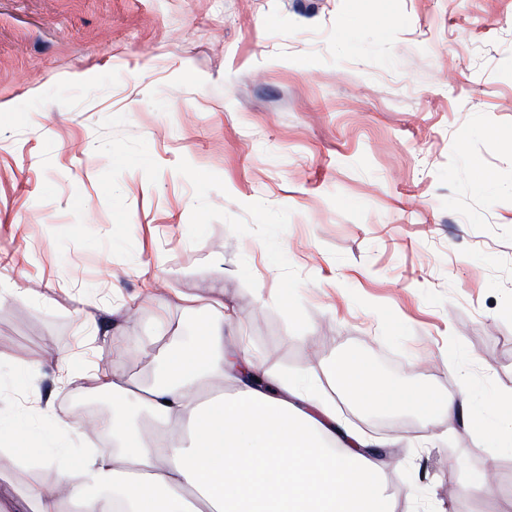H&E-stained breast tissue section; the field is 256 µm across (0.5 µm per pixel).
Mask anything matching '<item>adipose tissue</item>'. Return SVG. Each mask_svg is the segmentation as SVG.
I'll use <instances>...</instances> for the list:
<instances>
[{
    "label": "adipose tissue",
    "instance_id": "ef3b65f1",
    "mask_svg": "<svg viewBox=\"0 0 512 512\" xmlns=\"http://www.w3.org/2000/svg\"><path fill=\"white\" fill-rule=\"evenodd\" d=\"M200 324L191 344L162 349L149 383L95 371L113 405L145 408L153 426L143 437L126 413L107 427L112 444L72 465L67 456L19 454L20 434L0 432V512H394L369 439L337 424L317 387L270 374L276 395L238 378L231 398L220 391L229 372L261 373L242 337L227 338L223 300H185ZM329 373L358 407L445 412L468 423V394L436 399L376 377L352 354L332 357ZM54 472L53 486L18 483L15 468Z\"/></svg>",
    "mask_w": 512,
    "mask_h": 512
}]
</instances>
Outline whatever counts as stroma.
Returning <instances> with one entry per match:
<instances>
[{
  "instance_id": "stroma-1",
  "label": "stroma",
  "mask_w": 512,
  "mask_h": 512,
  "mask_svg": "<svg viewBox=\"0 0 512 512\" xmlns=\"http://www.w3.org/2000/svg\"><path fill=\"white\" fill-rule=\"evenodd\" d=\"M0 100V422L28 451L97 447L93 369L156 377L134 351L191 342L182 296H218L384 447L395 512H503L512 0H0ZM343 353L468 392L472 429L357 408ZM485 471L499 496L469 491Z\"/></svg>"
}]
</instances>
